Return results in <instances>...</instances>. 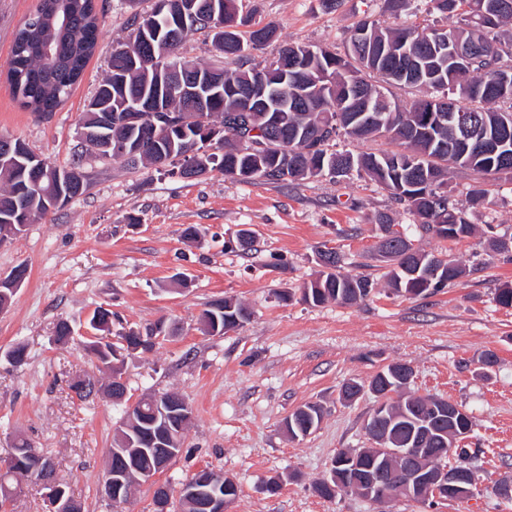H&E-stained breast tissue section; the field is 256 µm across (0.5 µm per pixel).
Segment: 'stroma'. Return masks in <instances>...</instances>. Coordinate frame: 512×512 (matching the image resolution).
Segmentation results:
<instances>
[{
  "label": "stroma",
  "mask_w": 512,
  "mask_h": 512,
  "mask_svg": "<svg viewBox=\"0 0 512 512\" xmlns=\"http://www.w3.org/2000/svg\"><path fill=\"white\" fill-rule=\"evenodd\" d=\"M38 0H0V135L17 138L58 167L81 163L86 192L18 236L0 240V276L25 265L27 276L0 307V461L17 440L51 456L58 481L84 512H153V485L135 486L116 507L102 493L114 430L130 402L175 392L192 406L183 448L157 482L178 490L197 470L231 477L238 495L228 512H512V500L492 485L512 477V308L496 301L512 286V261L495 238L512 235V181L499 180L489 204L471 210L474 236L451 243L414 234L417 247L449 255L467 273L427 296L393 293L382 283L376 217L407 226L412 217L374 182L358 176L301 184L258 179L239 183L213 170L184 179L155 169L131 170L88 155L81 118L108 71L112 44L127 39L132 13L154 0H97L104 8L99 50L80 84L52 116L21 109L6 79L17 30ZM252 20L276 24L279 41L255 51L277 58L281 44L328 45L344 51L350 27L370 16L388 22L383 0H243ZM199 229L187 239V226ZM344 256L342 271L376 279L363 302L314 307L302 290L320 273L321 250ZM242 303L251 317L221 335L201 332L207 304ZM112 312V331L146 330L157 321L176 327L147 353L126 355L124 400L76 399L70 386L83 376L105 380L79 334L88 313ZM74 334L54 340L59 321ZM27 347L15 367L4 354ZM494 352L484 372L480 359ZM412 367L409 393L433 395L466 411L473 426L459 440L478 478L463 501L428 505L399 496L372 503L354 493L325 500L313 484L346 448H368L366 423L379 403L371 391L346 400L342 386L369 383L393 363ZM314 403L316 430L290 439L285 418ZM277 492H269L272 480ZM156 482V483H157Z\"/></svg>",
  "instance_id": "1"
}]
</instances>
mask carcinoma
<instances>
[{"mask_svg": "<svg viewBox=\"0 0 512 512\" xmlns=\"http://www.w3.org/2000/svg\"><path fill=\"white\" fill-rule=\"evenodd\" d=\"M485 2L488 16L484 46L463 64L462 77L452 75L448 69V43H467L475 30L477 6ZM196 14L204 21L186 27L173 16H165L159 8L147 15L133 16V31L125 42L112 45L109 72L100 84L91 102L101 109L88 108L83 116V128L95 129L101 137L113 131L115 121L123 122L121 129L134 146L143 131L154 124H163L158 150L167 158L166 165H178L183 178H197L219 169L224 176L248 183L256 178L268 181L303 183L329 173L336 162L352 164L358 176H366L385 189L391 199L407 207L413 217L415 231L432 233L448 241H461L470 237L475 225L469 218L468 208H477L488 202L491 190L485 178H504L512 181V156L501 159L473 152L463 167L478 174L466 192L469 207L465 208L448 189V170L457 165L453 146L465 137L458 124L443 121L441 112L421 110V101L408 108L401 107L392 97L389 87L407 85L401 73L388 69L390 62L378 60L369 49L357 53L353 39L359 29L367 26L375 41L385 45L389 52L408 49L429 54L431 71L422 77V84L436 92L434 100L447 99L457 112L464 114L471 126H493L512 118V94L502 95L498 90V51L501 46H512V39L503 40L499 29L512 20V0H424L435 12L457 17L452 29L430 25L411 24L402 27L385 26L365 18L350 30L345 52L340 54L324 47L290 45L288 52L299 58V68H282L278 62L262 64L252 61L248 50H260L279 38L278 27L272 23L251 24L240 15L241 0H191ZM414 0H384V12L392 18L409 13ZM235 17L236 28L221 33L217 24ZM252 26L247 35L237 27ZM211 33L212 44L226 58L241 61L240 68L224 73V83L205 101L206 123L215 136L207 141L200 132V124L183 121L190 105L176 88L159 87L160 73L172 65L182 69L205 70L208 65L190 60L170 49L181 45L193 31ZM102 33L99 11L95 0H40L14 38L8 79L20 107L39 115L55 112L71 95L83 71L93 56ZM262 80L267 84L269 109L257 112L239 110V90L251 82ZM362 85L377 92L382 89L388 103H374L378 112L352 111L354 88ZM142 98L159 99L154 107L142 112H124L125 101ZM276 128L277 140L267 154L260 156L242 147L240 136L247 129ZM359 141L377 137L388 138L399 145L397 151L341 153L330 149L339 134ZM199 145L204 150L196 169L187 172V149ZM419 155L415 171L395 163V159L408 149ZM14 164L0 167V228L8 224L45 218L46 203L56 192L57 166L36 158L27 145L14 141ZM457 225L456 235L443 233L438 225ZM380 256L388 263L384 274L387 287L398 294L409 296L430 295L460 278L465 272L452 257H441L412 247V238L382 243ZM323 264L317 278L303 289L302 299L319 306L328 301L365 300L374 290L376 282L368 276L341 273L342 257L335 251L320 255ZM241 303L229 300L213 302L204 309L200 322L203 332L222 335L245 320ZM88 352L108 370H114L118 361L114 345L92 342ZM402 366L391 364L369 381L383 394L397 392L396 377ZM142 406L133 411L136 425L129 437L133 447L120 448L113 442L112 455L107 467L112 471L148 470L155 456L166 449L179 451L183 439L169 442V431L160 429L152 405L141 398ZM322 410L317 405H306L291 414L293 431L308 432L317 428ZM375 428L388 436L389 444L402 446L425 431L429 434L427 447L442 448L448 430L469 432L471 417L446 400L427 403L420 396H408L389 403L373 419ZM12 458L16 468L28 480L45 482L54 471L46 470L48 457L32 449L25 440L14 446ZM338 480L326 484L314 483L315 493L324 499H333L341 492L350 491L355 469L336 461Z\"/></svg>", "mask_w": 512, "mask_h": 512, "instance_id": "cac0c4a2", "label": "carcinoma"}]
</instances>
